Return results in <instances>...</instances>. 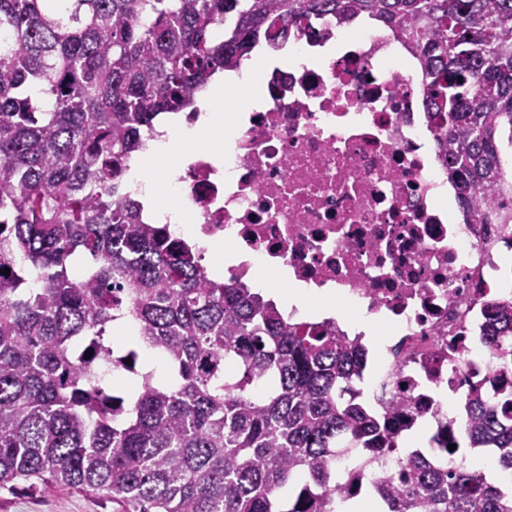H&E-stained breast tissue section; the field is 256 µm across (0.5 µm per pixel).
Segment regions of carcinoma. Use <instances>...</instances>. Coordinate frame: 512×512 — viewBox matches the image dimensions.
Instances as JSON below:
<instances>
[{"instance_id": "1", "label": "carcinoma", "mask_w": 512, "mask_h": 512, "mask_svg": "<svg viewBox=\"0 0 512 512\" xmlns=\"http://www.w3.org/2000/svg\"><path fill=\"white\" fill-rule=\"evenodd\" d=\"M362 14L416 53L459 197L478 223L512 224V0H0V486L106 492L134 512H336L353 496L330 462L349 438L403 464L373 486L383 512H512V488L456 451L446 467L400 454L404 403L355 386L363 344L213 280L118 192L156 113L195 108L291 28ZM77 255L95 262L78 279ZM120 321L139 363L155 352L175 381L140 374L118 421L102 383ZM511 331L499 309L483 340L511 357ZM464 408L469 448L512 472V393L474 385Z\"/></svg>"}]
</instances>
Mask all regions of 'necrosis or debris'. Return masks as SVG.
<instances>
[{"label": "necrosis or debris", "instance_id": "obj_1", "mask_svg": "<svg viewBox=\"0 0 512 512\" xmlns=\"http://www.w3.org/2000/svg\"><path fill=\"white\" fill-rule=\"evenodd\" d=\"M316 37L290 34L288 67H260L261 101L235 131L198 148L167 182L180 221L155 198L140 221L176 241L192 224L223 251L224 279L273 271L288 288L330 289L348 339L379 324L368 384L375 404L406 399L397 428L432 422L430 449L447 463L443 391L512 388V370L481 340L496 306L512 304V225L470 218L440 158L425 76L392 30L361 20H315ZM359 485L398 478L396 458L332 462Z\"/></svg>", "mask_w": 512, "mask_h": 512}]
</instances>
